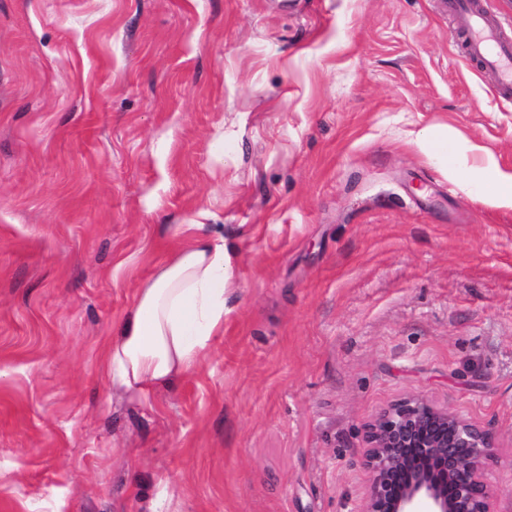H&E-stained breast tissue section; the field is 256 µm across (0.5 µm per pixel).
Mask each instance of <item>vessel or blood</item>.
<instances>
[{"label":"vessel or blood","instance_id":"obj_1","mask_svg":"<svg viewBox=\"0 0 512 512\" xmlns=\"http://www.w3.org/2000/svg\"><path fill=\"white\" fill-rule=\"evenodd\" d=\"M450 11L465 14V48L470 58L497 74L501 102H512V43L504 41L496 26L470 9L469 0H448Z\"/></svg>","mask_w":512,"mask_h":512}]
</instances>
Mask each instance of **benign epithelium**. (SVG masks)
<instances>
[{
  "label": "benign epithelium",
  "instance_id": "benign-epithelium-1",
  "mask_svg": "<svg viewBox=\"0 0 512 512\" xmlns=\"http://www.w3.org/2000/svg\"><path fill=\"white\" fill-rule=\"evenodd\" d=\"M495 455L493 429L423 397L394 403L365 425L363 512H498Z\"/></svg>",
  "mask_w": 512,
  "mask_h": 512
}]
</instances>
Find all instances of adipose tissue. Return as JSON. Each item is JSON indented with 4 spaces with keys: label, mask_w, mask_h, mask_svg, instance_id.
I'll list each match as a JSON object with an SVG mask.
<instances>
[{
    "label": "adipose tissue",
    "mask_w": 512,
    "mask_h": 512,
    "mask_svg": "<svg viewBox=\"0 0 512 512\" xmlns=\"http://www.w3.org/2000/svg\"><path fill=\"white\" fill-rule=\"evenodd\" d=\"M170 258L140 288L132 314L105 346L115 386L139 401L195 367L224 325V239L205 225H174Z\"/></svg>",
    "instance_id": "adipose-tissue-1"
}]
</instances>
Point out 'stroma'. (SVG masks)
Returning a JSON list of instances; mask_svg holds the SVG:
<instances>
[{
    "label": "stroma",
    "instance_id": "obj_1",
    "mask_svg": "<svg viewBox=\"0 0 512 512\" xmlns=\"http://www.w3.org/2000/svg\"><path fill=\"white\" fill-rule=\"evenodd\" d=\"M444 0H0V512H361L365 424L496 432L512 512V111ZM451 132L446 148L416 139ZM224 328L141 403L104 341L172 224ZM477 172L491 184L492 201L498 206L512 208V173L501 171L491 157Z\"/></svg>",
    "mask_w": 512,
    "mask_h": 512
}]
</instances>
